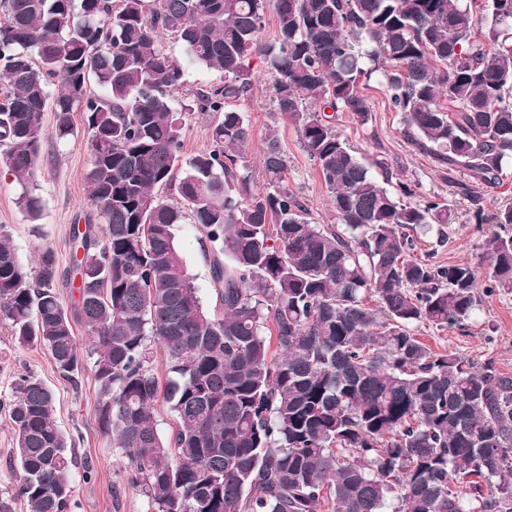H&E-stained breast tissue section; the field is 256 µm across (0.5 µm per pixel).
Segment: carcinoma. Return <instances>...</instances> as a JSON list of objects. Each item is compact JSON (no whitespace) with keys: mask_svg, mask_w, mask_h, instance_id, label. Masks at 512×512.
<instances>
[{"mask_svg":"<svg viewBox=\"0 0 512 512\" xmlns=\"http://www.w3.org/2000/svg\"><path fill=\"white\" fill-rule=\"evenodd\" d=\"M265 2L0 0V165L21 188L16 205L40 219L50 104L59 139L84 114L97 220L74 229L72 312L50 253L32 271L0 232V323L75 385L74 321L84 324L98 428L153 512H512V377L414 334L421 323L464 328L484 296L512 293V206L489 215L480 191L512 160V42L501 30L512 0H275L268 46ZM484 12L496 22L479 38ZM162 35L184 56L162 52ZM253 54L332 194L336 225L311 222L274 134L267 188H252L250 130L226 102L250 90ZM367 60L408 143L434 158L475 223L497 227L487 265L414 258L409 231L443 236L448 208L403 202L412 184L390 191L336 131V113L371 112ZM190 64L223 73L224 86L189 89ZM92 77L104 94L88 92ZM179 93L192 103L178 110ZM195 110L221 117L210 149L183 164L182 113ZM167 185L173 200L156 192ZM184 223L206 240L218 314L176 242ZM161 400L175 419L166 437ZM8 415L18 496L28 512H67L75 458L53 391L17 376Z\"/></svg>","mask_w":512,"mask_h":512,"instance_id":"1","label":"carcinoma"}]
</instances>
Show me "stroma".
Returning <instances> with one entry per match:
<instances>
[{
    "label": "stroma",
    "instance_id": "1",
    "mask_svg": "<svg viewBox=\"0 0 512 512\" xmlns=\"http://www.w3.org/2000/svg\"><path fill=\"white\" fill-rule=\"evenodd\" d=\"M252 87L243 97L229 101L231 109L242 112L250 128L246 161L254 190H265L262 156L268 134H276L287 160L289 186L307 203L311 219L318 224L335 223L330 195L315 163L301 149L293 121L276 114L272 107V78L265 60H250ZM363 92L370 101L367 121L351 113H338L335 129L357 149L367 164L386 159L418 185L416 201L438 199L447 205L451 222L443 234L416 235V258L426 257L448 265L482 260V244L491 227L468 221V203L449 186L432 159L414 151L402 133L399 113L389 105V92L381 73L362 77ZM53 113H46L41 162L37 173L38 193L43 202L39 223H28L16 206L18 188L11 178L0 175V229L9 234L20 258L29 268H37L42 252H51L57 270L55 287L63 301H71L65 280L73 274L75 247L72 228L91 212L85 172L89 162L83 123H76L74 136L57 140L52 132ZM202 235L194 225L176 227V241L186 257L200 297L214 308L216 295L209 283V267L203 259ZM75 334L84 354V368L78 385H71L54 370L48 353L39 346L22 347L7 329L0 327V498L11 500L13 512H27L15 492L20 474L13 463L14 441L8 418L10 384L21 374H31L49 386L56 397V414L61 430L74 441L76 465L73 477L75 496L69 512H147L148 504L139 488L129 481L130 464L120 449L114 448L96 424V384L89 358L87 332L75 323ZM420 339L435 352H455L473 356L479 363L492 364L497 373L512 377V294L494 293L486 298L478 315L465 329L436 330L423 325Z\"/></svg>",
    "mask_w": 512,
    "mask_h": 512
}]
</instances>
